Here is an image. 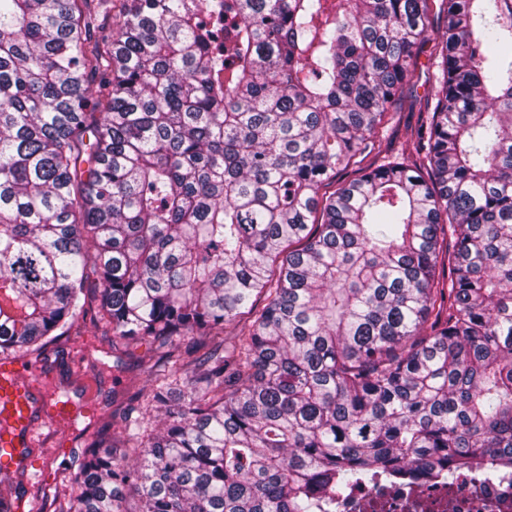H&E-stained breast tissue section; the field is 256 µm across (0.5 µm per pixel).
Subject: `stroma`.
Returning a JSON list of instances; mask_svg holds the SVG:
<instances>
[{
    "label": "stroma",
    "instance_id": "35a3bbf8",
    "mask_svg": "<svg viewBox=\"0 0 512 512\" xmlns=\"http://www.w3.org/2000/svg\"><path fill=\"white\" fill-rule=\"evenodd\" d=\"M86 333L93 336V343L77 337L63 339L41 356L22 359L39 378L41 389L95 408L93 416L77 417L64 427L68 447L56 461L62 468L71 466L95 438L108 440L119 432L124 414L135 406L137 394L148 389L152 379L145 346L112 347L105 328L91 322Z\"/></svg>",
    "mask_w": 512,
    "mask_h": 512
}]
</instances>
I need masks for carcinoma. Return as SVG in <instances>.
I'll list each match as a JSON object with an SVG mask.
<instances>
[{
  "label": "carcinoma",
  "instance_id": "carcinoma-1",
  "mask_svg": "<svg viewBox=\"0 0 512 512\" xmlns=\"http://www.w3.org/2000/svg\"><path fill=\"white\" fill-rule=\"evenodd\" d=\"M93 293L157 370L58 512H335L512 466V0H0V357ZM430 45H426L419 54L417 63L411 67L410 85L414 94L419 96L428 95L431 92L434 83V73L436 69L433 60L429 56ZM417 113H411L407 105L403 106L399 113V122L392 132V137L395 141V149H400L402 144H405L410 139V134L416 125Z\"/></svg>",
  "mask_w": 512,
  "mask_h": 512
}]
</instances>
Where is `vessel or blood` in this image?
I'll return each instance as SVG.
<instances>
[{"label": "vessel or blood", "mask_w": 512, "mask_h": 512, "mask_svg": "<svg viewBox=\"0 0 512 512\" xmlns=\"http://www.w3.org/2000/svg\"><path fill=\"white\" fill-rule=\"evenodd\" d=\"M25 367L9 359L0 360V467H25L37 476L50 473V464L57 456L50 445L53 435L40 434L41 426L52 427L59 419L71 416L70 403L45 395L41 403L33 401V382L25 380Z\"/></svg>", "instance_id": "vessel-or-blood-1"}]
</instances>
